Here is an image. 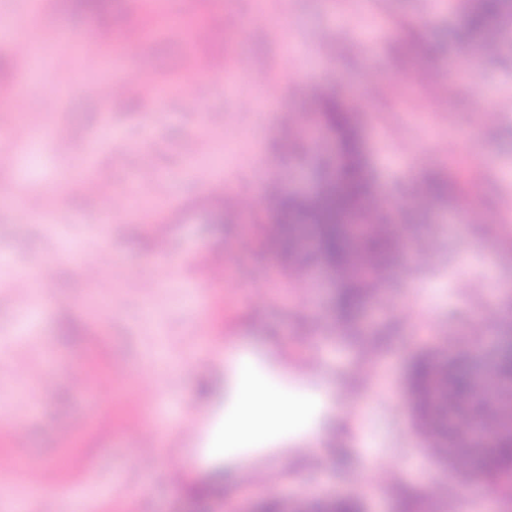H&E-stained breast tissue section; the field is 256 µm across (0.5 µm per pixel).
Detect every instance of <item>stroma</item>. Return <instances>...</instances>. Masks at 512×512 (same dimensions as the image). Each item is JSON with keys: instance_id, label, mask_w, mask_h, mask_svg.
<instances>
[{"instance_id": "stroma-1", "label": "stroma", "mask_w": 512, "mask_h": 512, "mask_svg": "<svg viewBox=\"0 0 512 512\" xmlns=\"http://www.w3.org/2000/svg\"><path fill=\"white\" fill-rule=\"evenodd\" d=\"M463 15L464 0H112L115 111L84 87L99 58L58 37L80 44L98 17L46 0L0 38V486L41 489L28 512L62 485L88 487L83 512H259L267 491L293 503L366 484L372 512H485L476 488L431 496L448 470L423 452L407 391L413 356L446 337L479 371L512 344V28L474 56L454 39ZM329 90L358 108L375 194L410 230L352 328L334 318L335 278L311 256L270 258L261 237L338 163ZM437 177L453 194L420 201ZM45 267L39 312L20 308L13 285ZM316 342L351 383L323 454L207 459L226 346L305 379Z\"/></svg>"}]
</instances>
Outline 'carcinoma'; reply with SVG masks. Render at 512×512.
<instances>
[{"label": "carcinoma", "instance_id": "1", "mask_svg": "<svg viewBox=\"0 0 512 512\" xmlns=\"http://www.w3.org/2000/svg\"><path fill=\"white\" fill-rule=\"evenodd\" d=\"M506 25H512V0H469L459 39L479 51ZM322 117L335 135L338 164L314 193L281 205L272 237L292 253L304 231L313 234L317 260L340 277L336 318L352 324L373 291L375 276L391 263L401 229L378 224L371 216L372 185L353 111L330 98ZM408 388L416 423L435 461L447 462L442 436L459 437L451 465L467 467L482 460L485 485L496 496H512V349L502 350L480 379L464 354L437 359L422 353L410 366ZM450 415L455 419L451 426ZM359 507L360 496L348 495L317 499L306 509L359 512Z\"/></svg>", "mask_w": 512, "mask_h": 512}]
</instances>
